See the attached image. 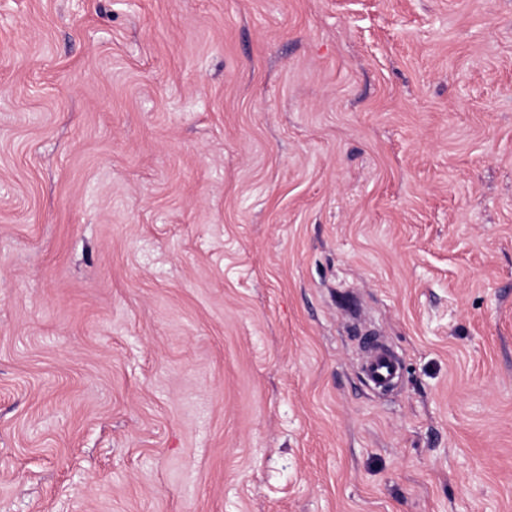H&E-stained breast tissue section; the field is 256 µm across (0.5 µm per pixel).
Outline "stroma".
Listing matches in <instances>:
<instances>
[{
    "mask_svg": "<svg viewBox=\"0 0 512 512\" xmlns=\"http://www.w3.org/2000/svg\"><path fill=\"white\" fill-rule=\"evenodd\" d=\"M0 512H512V0H0ZM367 352L362 364V372L367 383L375 389L390 386L399 373V362L385 345L365 338Z\"/></svg>",
    "mask_w": 512,
    "mask_h": 512,
    "instance_id": "35a3bbf8",
    "label": "stroma"
}]
</instances>
